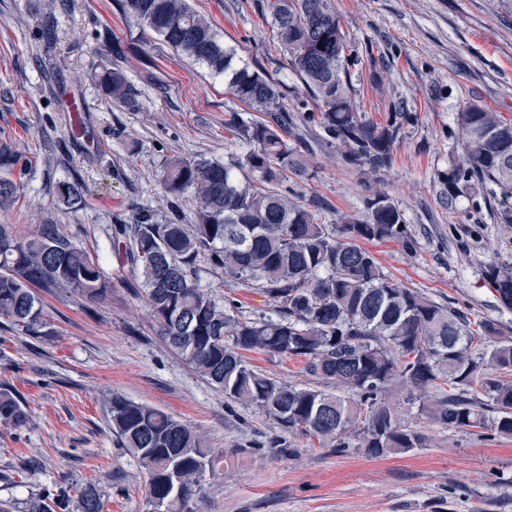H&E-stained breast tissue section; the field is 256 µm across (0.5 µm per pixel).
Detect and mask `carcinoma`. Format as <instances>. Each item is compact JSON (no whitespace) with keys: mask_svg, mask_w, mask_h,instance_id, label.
Masks as SVG:
<instances>
[{"mask_svg":"<svg viewBox=\"0 0 512 512\" xmlns=\"http://www.w3.org/2000/svg\"><path fill=\"white\" fill-rule=\"evenodd\" d=\"M120 8L212 75L229 76L232 94L258 113L252 121L233 113L224 122L250 146L238 162L241 173L205 156L167 163L161 189L176 201L192 192L191 222L137 207L109 236L110 249L139 276L137 287L166 347L226 400L273 419L281 435L270 447L290 454L294 437L341 453L357 448L371 458L424 447L423 435L401 425L386 403L395 386L408 390L419 414L443 426L512 436V382L506 380L512 337L493 322L473 323L462 310L397 284L361 245L397 240L413 249L388 196L377 191L366 198L365 220L319 223L288 184L290 175L304 182L312 173L288 143L282 85L259 69L234 68V49L191 0H120ZM266 10L277 49L307 94L299 101L300 123L319 128L350 169L389 168L410 114L394 112L380 124L358 112L348 82L357 58L331 0H267ZM99 85L113 100L137 107L138 90L122 71L103 68ZM455 122L460 153L440 175L448 198L484 186L500 223L512 224V121L470 104ZM12 166L10 153L0 149L1 210L19 190ZM56 192L66 206L83 197L76 179L59 182ZM205 268L259 290L272 314L245 319L234 300L219 302L202 284ZM485 275L512 310V267L490 264ZM36 288L94 303L112 294V277L97 253L49 218L24 236L0 224V321L41 335L44 309ZM246 351L299 360L307 374L336 384V391L283 384L253 369ZM109 408L117 443L146 471L148 512H200L212 463L202 435L164 410L116 393ZM28 420L22 396L0 387V424L22 427ZM58 506L46 490L23 512H56ZM78 509L101 512L94 486L79 490Z\"/></svg>","mask_w":512,"mask_h":512,"instance_id":"obj_1","label":"carcinoma"}]
</instances>
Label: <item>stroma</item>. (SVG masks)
<instances>
[{
  "label": "stroma",
  "mask_w": 512,
  "mask_h": 512,
  "mask_svg": "<svg viewBox=\"0 0 512 512\" xmlns=\"http://www.w3.org/2000/svg\"><path fill=\"white\" fill-rule=\"evenodd\" d=\"M265 0H192L228 45L236 65L261 66L288 85L296 111L304 88L273 48ZM359 61L349 82L360 112L376 123L410 112L390 169L359 176L318 128L288 142L313 177L303 204L320 223L367 215L368 187L381 188L403 215L413 249L396 241L367 248L402 286L489 320L512 336L485 279L493 262L512 263V225L499 223L489 191L449 199L439 175L457 153L456 112L474 103L512 120V0H331ZM111 43H104V34ZM121 69L139 91L130 110L96 86L100 65ZM85 104L87 137L74 141L59 94ZM246 107L223 79L177 55L148 28L126 22L116 0H0V147L16 158L18 197L0 223L28 233L51 216L84 247L105 255L112 295L90 303L44 295L46 325L32 338L0 328V385L26 399L28 423L0 425V500L19 504L43 491L64 495L94 485L102 512H146V474L119 448L108 402L118 393L172 413L205 438L214 466L205 478L206 512H512V437L477 436L441 426L411 409L404 393L387 400L424 447L371 458L304 438L295 455L269 447L277 424L258 409L226 401L161 342L141 289L116 257L108 230L133 206L193 215V200L164 198L169 159L205 156L232 165L249 147L224 122ZM79 179L82 204L62 205L52 186ZM217 299L235 298L242 316L269 314L254 289L202 276ZM255 369L283 382L318 386L301 361L248 353Z\"/></svg>",
  "instance_id": "obj_1"
}]
</instances>
